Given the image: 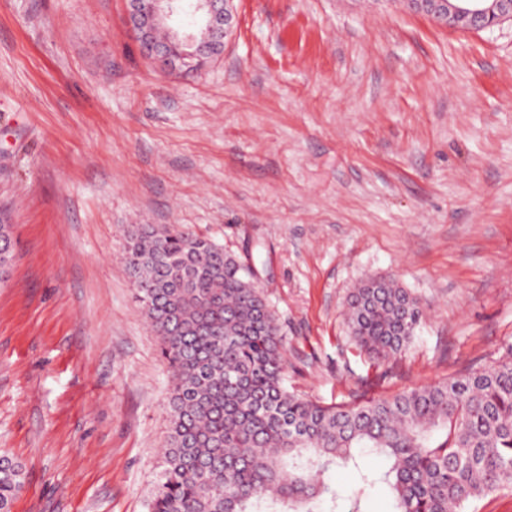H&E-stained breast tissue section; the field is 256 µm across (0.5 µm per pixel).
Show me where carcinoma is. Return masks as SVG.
<instances>
[{
	"label": "carcinoma",
	"mask_w": 512,
	"mask_h": 512,
	"mask_svg": "<svg viewBox=\"0 0 512 512\" xmlns=\"http://www.w3.org/2000/svg\"><path fill=\"white\" fill-rule=\"evenodd\" d=\"M0 250L14 256L0 217ZM125 270L170 368L168 435L150 512H336L324 476L359 468L353 450L390 462L393 512H464L512 486V351L390 396L324 405L283 384L286 336L252 268L213 240L172 224L127 229ZM425 318L395 280L354 288L345 322L378 361L401 355ZM24 485L0 454V504Z\"/></svg>",
	"instance_id": "obj_1"
}]
</instances>
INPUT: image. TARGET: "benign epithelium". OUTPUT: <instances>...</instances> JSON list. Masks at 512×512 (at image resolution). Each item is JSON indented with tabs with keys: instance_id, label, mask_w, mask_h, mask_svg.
<instances>
[{
	"instance_id": "1",
	"label": "benign epithelium",
	"mask_w": 512,
	"mask_h": 512,
	"mask_svg": "<svg viewBox=\"0 0 512 512\" xmlns=\"http://www.w3.org/2000/svg\"><path fill=\"white\" fill-rule=\"evenodd\" d=\"M233 0H126L127 20L143 54L163 71H200L234 32ZM414 13L463 30L512 21V0H404ZM167 37L157 38V32Z\"/></svg>"
}]
</instances>
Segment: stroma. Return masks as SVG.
I'll use <instances>...</instances> for the list:
<instances>
[{
  "label": "stroma",
  "instance_id": "1",
  "mask_svg": "<svg viewBox=\"0 0 512 512\" xmlns=\"http://www.w3.org/2000/svg\"><path fill=\"white\" fill-rule=\"evenodd\" d=\"M198 74L139 51L125 0H0V453L12 512H148L167 368L123 230L178 224L253 266L289 391L390 395L512 345V23L446 28L397 0H234ZM393 277L427 319L379 362L351 288ZM330 471L340 512H389L383 458ZM369 484H362L361 475ZM24 485L23 465L12 456L0 454V504L11 506Z\"/></svg>",
  "mask_w": 512,
  "mask_h": 512
}]
</instances>
